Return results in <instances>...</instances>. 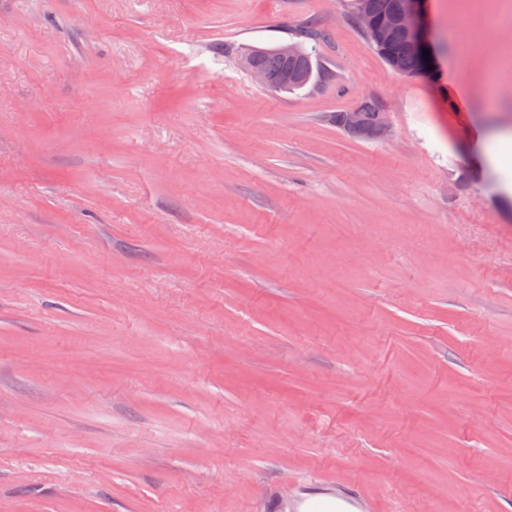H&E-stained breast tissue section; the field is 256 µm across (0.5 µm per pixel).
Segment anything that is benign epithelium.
<instances>
[{
	"label": "benign epithelium",
	"instance_id": "obj_1",
	"mask_svg": "<svg viewBox=\"0 0 512 512\" xmlns=\"http://www.w3.org/2000/svg\"><path fill=\"white\" fill-rule=\"evenodd\" d=\"M356 20L366 39L375 45L383 55H388L393 35L403 33L405 43L418 56L424 50H433L432 31L425 10V0H391L387 12L375 17L363 8H358ZM275 54L282 63L276 72L256 66L252 49L242 57V65L265 87L278 92H287L307 85L313 76L312 65L305 62L304 48L299 42H288L275 47ZM340 127L348 134L366 140L378 139L389 131L387 113L381 111L375 123L367 125L362 121L360 110L343 113Z\"/></svg>",
	"mask_w": 512,
	"mask_h": 512
}]
</instances>
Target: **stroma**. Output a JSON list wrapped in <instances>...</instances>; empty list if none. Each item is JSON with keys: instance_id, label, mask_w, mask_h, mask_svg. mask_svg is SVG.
Returning a JSON list of instances; mask_svg holds the SVG:
<instances>
[{"instance_id": "obj_1", "label": "stroma", "mask_w": 512, "mask_h": 512, "mask_svg": "<svg viewBox=\"0 0 512 512\" xmlns=\"http://www.w3.org/2000/svg\"><path fill=\"white\" fill-rule=\"evenodd\" d=\"M427 9L434 81L353 0H0V512H512V0ZM259 48L252 49L242 57V65L256 80L265 87L278 92H286L294 88H302L307 85L313 76V68L310 63H305L306 55L312 63L311 56L304 52L299 42H288L275 47L274 52L282 63L281 69L276 72L264 70H277L280 67L279 60L271 53L254 57ZM359 109L362 112H360ZM359 109L343 113L340 124L338 123L342 112L336 113V126H340L345 132L354 137L366 140L378 139L388 133L389 124L386 112L380 110V108L373 102H365L359 107ZM378 110L380 111L375 123L367 125L362 121L361 115L367 123H371ZM363 512L362 497L353 491L302 492L288 502H268L265 512Z\"/></svg>"}]
</instances>
